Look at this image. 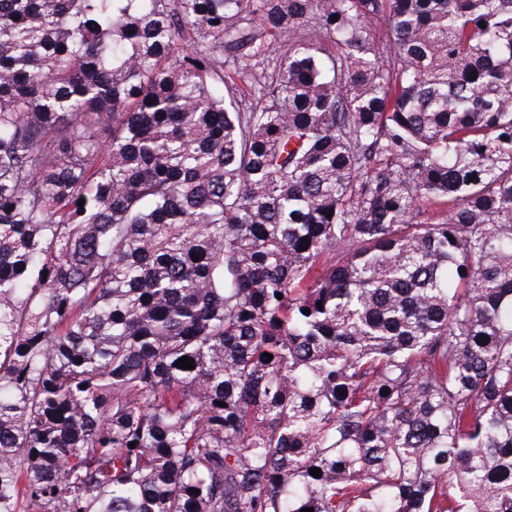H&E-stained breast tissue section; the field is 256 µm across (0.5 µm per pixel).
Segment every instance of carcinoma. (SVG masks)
Wrapping results in <instances>:
<instances>
[{"label":"carcinoma","instance_id":"carcinoma-1","mask_svg":"<svg viewBox=\"0 0 512 512\" xmlns=\"http://www.w3.org/2000/svg\"><path fill=\"white\" fill-rule=\"evenodd\" d=\"M20 498L512 512V0H0Z\"/></svg>","mask_w":512,"mask_h":512}]
</instances>
